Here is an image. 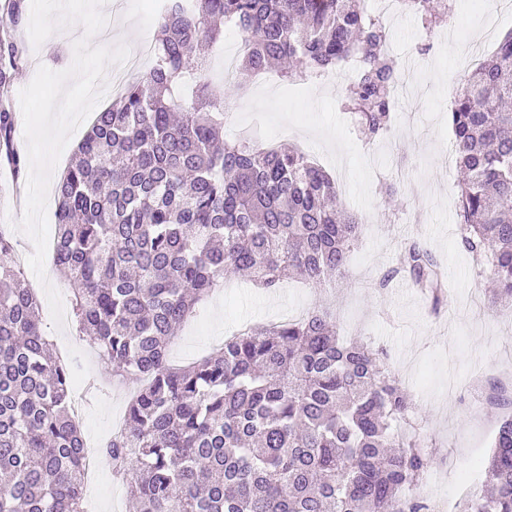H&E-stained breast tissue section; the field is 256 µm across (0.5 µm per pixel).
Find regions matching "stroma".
Returning a JSON list of instances; mask_svg holds the SVG:
<instances>
[{"mask_svg": "<svg viewBox=\"0 0 512 512\" xmlns=\"http://www.w3.org/2000/svg\"><path fill=\"white\" fill-rule=\"evenodd\" d=\"M486 27L491 30L484 46L489 53L512 31V10L489 17L478 0H465L452 37L434 39L426 51L412 16L387 22L394 56L416 68L423 90L400 104L389 132L374 141L343 110L335 86L313 83L293 95L278 75L266 81L243 77V89L228 98L225 140L251 134L301 148L333 176L344 205L363 225L344 277L323 284L290 279L273 291L229 277L222 292L199 304L178 330L169 355L173 365L186 366L243 326L295 320L310 309L330 307L339 334L383 352L409 393L420 433L434 450L429 481L438 496L452 495L460 478L479 485L499 422L512 414L496 405L481 421L473 419L474 383L493 386L497 369L512 367V308L494 301L489 266L461 243L458 173L448 154L450 101L469 70L463 43L469 31ZM83 35L76 24L36 47L27 25H20L23 54L13 91L28 85L39 66L68 68L73 44ZM412 242L430 250L444 269L446 291L439 311H432L429 297L408 277L388 276L399 252ZM41 322L59 358L73 363L75 378L86 390L89 407L79 419L84 437L96 443L111 437L137 381L115 389L74 321L56 328L45 305ZM89 494L96 512L129 508L126 488L113 479L108 462L99 464Z\"/></svg>", "mask_w": 512, "mask_h": 512, "instance_id": "1", "label": "stroma"}]
</instances>
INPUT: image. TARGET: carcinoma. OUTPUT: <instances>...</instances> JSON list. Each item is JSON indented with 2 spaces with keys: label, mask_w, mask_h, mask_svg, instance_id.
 <instances>
[{
  "label": "carcinoma",
  "mask_w": 512,
  "mask_h": 512,
  "mask_svg": "<svg viewBox=\"0 0 512 512\" xmlns=\"http://www.w3.org/2000/svg\"><path fill=\"white\" fill-rule=\"evenodd\" d=\"M457 0H405L426 33ZM0 27V151L16 187L6 102L22 52ZM233 25L241 69L314 81L362 64L343 107L372 139L392 123L402 65L366 0H167L149 74L97 113L57 187V267L73 316L113 376L143 384L123 429L101 448L139 512H428L411 494L431 452L412 403L381 353L337 332L336 315L247 326L202 360L175 367L169 344L195 306L236 274L273 290L290 276H342L357 218L335 180L294 147L226 142L224 95L207 77L211 48ZM202 77L191 102L175 90ZM512 31L470 74L448 119L459 172L464 247L491 265L494 299L512 305ZM14 241L0 230V512H83L85 440L71 411L70 368L52 356ZM441 264L416 243L406 273L434 305ZM458 512H512V415L495 433L484 481Z\"/></svg>",
  "instance_id": "cac0c4a2"
}]
</instances>
